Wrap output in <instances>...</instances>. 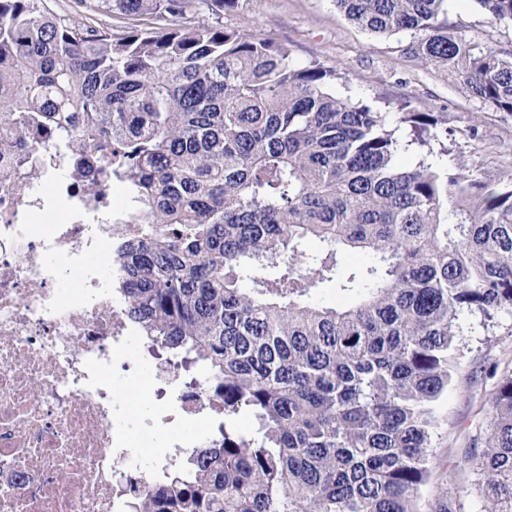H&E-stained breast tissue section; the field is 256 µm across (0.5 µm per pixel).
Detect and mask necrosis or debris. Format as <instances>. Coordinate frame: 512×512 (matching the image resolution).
Segmentation results:
<instances>
[{"label":"necrosis or debris","instance_id":"obj_1","mask_svg":"<svg viewBox=\"0 0 512 512\" xmlns=\"http://www.w3.org/2000/svg\"><path fill=\"white\" fill-rule=\"evenodd\" d=\"M43 157L40 182L13 157ZM112 182L100 160L73 176L54 141L21 144L0 121V512H124L116 468L138 493L143 466L114 398L126 323L108 279L87 265L112 241Z\"/></svg>","mask_w":512,"mask_h":512}]
</instances>
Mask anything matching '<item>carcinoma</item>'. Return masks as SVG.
Returning <instances> with one entry per match:
<instances>
[{
  "label": "carcinoma",
  "mask_w": 512,
  "mask_h": 512,
  "mask_svg": "<svg viewBox=\"0 0 512 512\" xmlns=\"http://www.w3.org/2000/svg\"><path fill=\"white\" fill-rule=\"evenodd\" d=\"M0 0V120L110 156L131 192L112 295L147 350L203 366L217 431L127 512H417L460 316L512 308V181L426 163L444 117L338 97L341 68L224 25L240 0ZM362 29L512 116V53L450 33L445 0H335ZM512 21V0H475ZM209 17L198 18L201 8ZM413 149L416 166L396 163ZM325 244L317 255L302 245ZM368 257L344 271L338 254ZM351 301L326 306L327 281ZM476 475L512 512V373ZM255 420L235 426L240 411Z\"/></svg>",
  "instance_id": "cac0c4a2"
}]
</instances>
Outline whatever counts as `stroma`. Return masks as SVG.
Instances as JSON below:
<instances>
[{
    "label": "stroma",
    "instance_id": "35a3bbf8",
    "mask_svg": "<svg viewBox=\"0 0 512 512\" xmlns=\"http://www.w3.org/2000/svg\"><path fill=\"white\" fill-rule=\"evenodd\" d=\"M447 18L459 34L512 52V22L491 20L475 0H448ZM224 22L281 41L295 64L317 59L339 65L346 77L337 82V95L383 112L406 101L413 111L447 115L453 152L428 156L433 166L459 164L491 180L512 178V116L485 107L447 73L409 58L404 48L410 35L385 38L363 31L337 10L334 0H241ZM461 327L464 354L451 387L437 404L440 427L429 450L430 478L419 492L418 512H441L445 507L451 512L484 510L472 452L483 444L499 376L512 372V312H502L488 331L471 320L462 321ZM120 358L133 366L131 373L112 379L116 397L129 413L130 433L138 432L141 414L163 420L158 450L179 459L184 448L216 429L212 415L182 414L172 397L162 408L152 398L142 405L134 402L135 390L151 383L155 363L136 329H129Z\"/></svg>",
    "mask_w": 512,
    "mask_h": 512
}]
</instances>
